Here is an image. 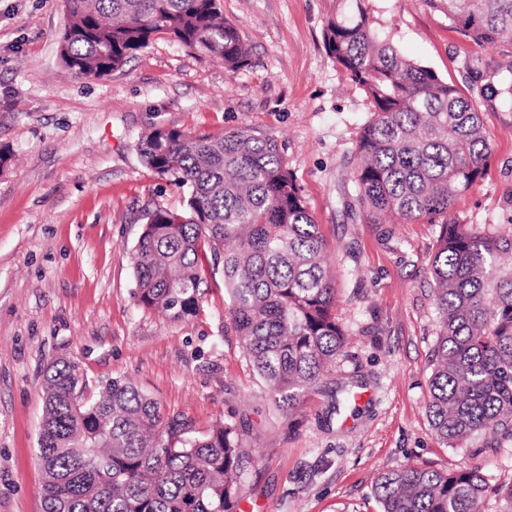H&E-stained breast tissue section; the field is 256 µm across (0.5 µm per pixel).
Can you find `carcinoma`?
<instances>
[{"label": "carcinoma", "instance_id": "cac0c4a2", "mask_svg": "<svg viewBox=\"0 0 512 512\" xmlns=\"http://www.w3.org/2000/svg\"><path fill=\"white\" fill-rule=\"evenodd\" d=\"M61 58L76 77L102 78L165 36L236 72L248 48L219 0H65ZM450 25L477 46L500 48L512 75V0H442ZM336 64L366 95L372 117L355 147L361 218L436 224L431 263L439 319L427 415L454 447L491 431L512 440V233L465 224L460 196L491 155L479 106L401 55L363 8L327 26ZM143 163L186 191L178 211L157 207L132 252L139 305L168 319L193 317L206 265L223 262L228 317L273 404L293 415L348 356L336 321V275L320 225L276 143L238 130L222 136L156 128ZM38 439L44 512H231L249 454L239 427L205 434L172 422L123 379L88 390L74 361L47 366ZM380 512H478L494 492L512 512V482L490 487L478 468L408 465L379 473Z\"/></svg>", "mask_w": 512, "mask_h": 512}]
</instances>
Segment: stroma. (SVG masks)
<instances>
[{
    "instance_id": "35a3bbf8",
    "label": "stroma",
    "mask_w": 512,
    "mask_h": 512,
    "mask_svg": "<svg viewBox=\"0 0 512 512\" xmlns=\"http://www.w3.org/2000/svg\"><path fill=\"white\" fill-rule=\"evenodd\" d=\"M250 48L235 73L158 37L112 75L67 73L64 0H0V512H43L38 438L45 367L77 362L90 389L125 379L166 418L207 432L243 421L253 512H378V472L481 468L512 482V445L486 434L450 448L426 403L438 332L432 224L356 217L354 147L372 106L325 44L330 21L365 9L405 56L480 106L487 173L456 206L470 224L512 227V108L487 100L508 74L499 50L451 29L437 0H220ZM245 129L273 139L327 242L348 359L304 403L275 410L227 318L222 265L199 314L139 306L130 253L156 207L180 208L172 177L145 167L142 134ZM357 386L356 403L342 386Z\"/></svg>"
}]
</instances>
